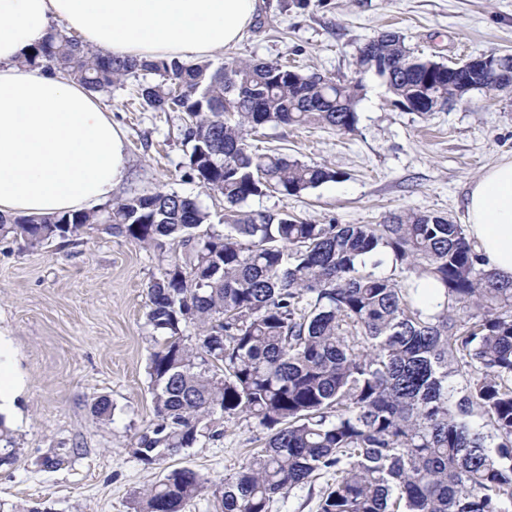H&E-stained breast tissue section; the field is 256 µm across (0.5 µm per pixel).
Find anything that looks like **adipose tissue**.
Masks as SVG:
<instances>
[{"label": "adipose tissue", "mask_w": 512, "mask_h": 512, "mask_svg": "<svg viewBox=\"0 0 512 512\" xmlns=\"http://www.w3.org/2000/svg\"><path fill=\"white\" fill-rule=\"evenodd\" d=\"M260 0H0V214L47 217L107 203L126 175L125 138L98 99L60 73L23 66L52 24L117 57L190 61L240 42ZM488 269L512 279V157L465 201Z\"/></svg>", "instance_id": "obj_1"}]
</instances>
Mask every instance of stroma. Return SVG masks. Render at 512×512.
Returning <instances> with one entry per match:
<instances>
[{"label":"stroma","instance_id":"stroma-1","mask_svg":"<svg viewBox=\"0 0 512 512\" xmlns=\"http://www.w3.org/2000/svg\"><path fill=\"white\" fill-rule=\"evenodd\" d=\"M393 30L415 55L453 65L490 51L512 53V0H262L237 45L213 52L214 66L279 60L340 79L361 77L355 131L280 125L249 142L340 172L297 197L271 195L242 204L249 213H288L315 224H380L408 211L464 224L470 183L512 156V93L467 94L428 114L396 107L383 81L358 73L365 43ZM132 87L101 97L122 129L128 173L114 193L173 190L214 214L224 200L187 177L188 148L177 112H137ZM95 228L73 242L29 250L0 239V369L18 382L9 422L16 458L0 468V512H132L139 492L171 469L188 466L218 484L235 475L266 432L245 418L219 439L144 466L132 453L153 422L147 364L156 345L145 324L148 283L181 258ZM107 397L112 417L91 403ZM59 466L44 465L45 457Z\"/></svg>","mask_w":512,"mask_h":512}]
</instances>
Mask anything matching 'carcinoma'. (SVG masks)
Instances as JSON below:
<instances>
[{
    "instance_id": "obj_1",
    "label": "carcinoma",
    "mask_w": 512,
    "mask_h": 512,
    "mask_svg": "<svg viewBox=\"0 0 512 512\" xmlns=\"http://www.w3.org/2000/svg\"><path fill=\"white\" fill-rule=\"evenodd\" d=\"M21 64L54 69L93 94L137 81L142 110L182 113L189 177L224 198L222 230L196 199L160 189L58 216L0 215V237L25 248L106 224L145 248L184 249V261L147 289V325L160 341L147 366L155 420L133 448L143 465L244 417L268 437L214 490L222 512H269L275 497L319 475L329 480L318 512H512V280L486 269L444 216L314 224L236 210L340 177L257 154L248 136L282 124L351 132L361 80L278 61L121 59L63 34ZM356 66L410 112L475 89L512 92L511 80L469 69L453 73L448 91V66L414 56L396 32L360 47ZM422 280L438 286L439 300L425 299ZM475 416L491 434L475 429ZM206 489L196 470L174 468L140 494L135 512H183Z\"/></svg>"
}]
</instances>
